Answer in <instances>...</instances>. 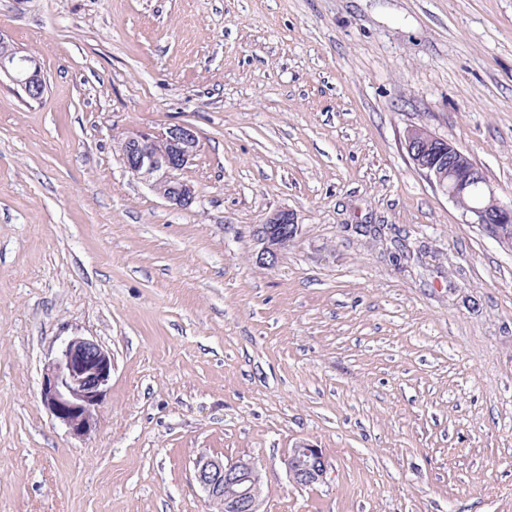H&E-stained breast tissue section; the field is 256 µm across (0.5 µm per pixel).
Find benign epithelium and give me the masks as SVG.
Returning a JSON list of instances; mask_svg holds the SVG:
<instances>
[{"label": "benign epithelium", "mask_w": 512, "mask_h": 512, "mask_svg": "<svg viewBox=\"0 0 512 512\" xmlns=\"http://www.w3.org/2000/svg\"><path fill=\"white\" fill-rule=\"evenodd\" d=\"M2 75L28 99L43 98L46 80L41 66L0 32ZM404 144L414 166L435 190L469 214L471 223L501 241V236L490 232L489 226L512 223V200L499 198L470 154L423 126L407 129ZM198 145L197 134L190 126L139 130L127 134L120 142V159L129 173L170 205L187 208L195 202L196 191L181 174L196 156ZM473 186L480 187L482 202L479 204L468 202ZM299 232L300 224L294 213L272 212L253 230L262 244L260 260L275 262ZM111 379V355L89 338L70 336L44 369L41 402L70 436L83 439L96 426L97 410ZM285 464L290 480L301 486L322 481L327 470L323 450L306 441L294 445ZM195 478L207 499L222 501L224 512H259L261 473L254 459L241 458L226 464L220 458L201 456L195 464Z\"/></svg>", "instance_id": "1"}]
</instances>
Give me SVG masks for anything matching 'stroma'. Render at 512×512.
Here are the masks:
<instances>
[{"mask_svg":"<svg viewBox=\"0 0 512 512\" xmlns=\"http://www.w3.org/2000/svg\"><path fill=\"white\" fill-rule=\"evenodd\" d=\"M0 32L47 82L0 81V512H214L203 455L258 462L259 512H512V252L403 139L512 198V0H0ZM174 124L186 209L117 150ZM73 335L113 362L80 440L39 395ZM407 154L435 190L461 207L485 233L501 244V236L487 229L494 224L512 237V200L504 201L489 184L485 172L463 148L431 133L426 127L408 128L404 135ZM480 186L482 202H468L471 187ZM485 201V202H484ZM502 245V244H501ZM299 232L300 224L297 223L293 212L286 210L272 212L262 224H258L253 230V235L263 245L259 255L260 260L274 263ZM285 464L290 480L301 486L322 481L327 470L322 448L306 441H299L294 445Z\"/></svg>","mask_w":512,"mask_h":512,"instance_id":"1","label":"stroma"}]
</instances>
